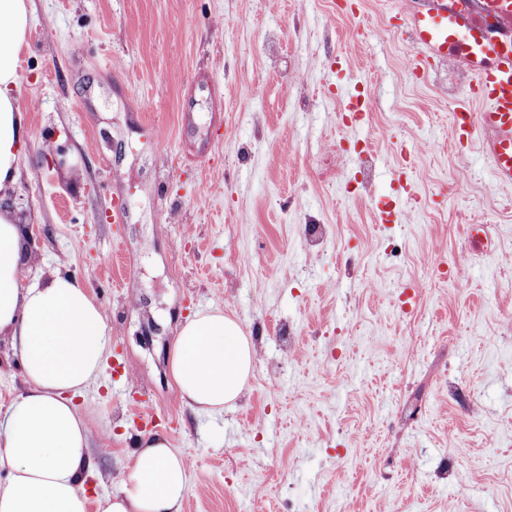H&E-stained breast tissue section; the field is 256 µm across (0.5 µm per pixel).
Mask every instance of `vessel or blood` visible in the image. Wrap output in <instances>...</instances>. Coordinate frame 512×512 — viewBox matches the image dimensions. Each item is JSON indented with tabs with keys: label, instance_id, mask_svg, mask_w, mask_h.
<instances>
[{
	"label": "vessel or blood",
	"instance_id": "1",
	"mask_svg": "<svg viewBox=\"0 0 512 512\" xmlns=\"http://www.w3.org/2000/svg\"><path fill=\"white\" fill-rule=\"evenodd\" d=\"M415 52V68L427 71L431 61L448 57V47L458 35L448 15V0H428L426 9L404 18ZM463 61L472 74L469 95L482 110L471 115L460 109L453 128L461 143H479L489 158L498 184L512 185V44L476 43L465 46Z\"/></svg>",
	"mask_w": 512,
	"mask_h": 512
}]
</instances>
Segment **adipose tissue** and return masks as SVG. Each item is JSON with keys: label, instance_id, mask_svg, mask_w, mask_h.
Wrapping results in <instances>:
<instances>
[{"label": "adipose tissue", "instance_id": "1", "mask_svg": "<svg viewBox=\"0 0 512 512\" xmlns=\"http://www.w3.org/2000/svg\"><path fill=\"white\" fill-rule=\"evenodd\" d=\"M28 0H0V193L16 183L26 122L14 89L29 31ZM24 230L0 212V334L11 336L27 386L0 410V512H88L94 475L89 423L75 403L98 377L112 336L88 284L54 275L25 285ZM255 348L223 311L198 313L170 354L181 400L204 412L238 400ZM190 472L160 435L143 438L123 487L99 497L100 512H180Z\"/></svg>", "mask_w": 512, "mask_h": 512}]
</instances>
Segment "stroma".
<instances>
[{"label":"stroma","mask_w":512,"mask_h":512,"mask_svg":"<svg viewBox=\"0 0 512 512\" xmlns=\"http://www.w3.org/2000/svg\"><path fill=\"white\" fill-rule=\"evenodd\" d=\"M352 4L28 0L26 143L0 207L33 231L30 281H88L111 331L76 398L96 494L128 475L147 395L189 466L182 512H512V186L453 138L464 62L416 76L389 25L409 0ZM351 73L370 98L346 125ZM407 155L418 197L388 228L374 207ZM213 309L256 358L235 404L200 412L168 355ZM23 387L0 335V407Z\"/></svg>","instance_id":"1"}]
</instances>
